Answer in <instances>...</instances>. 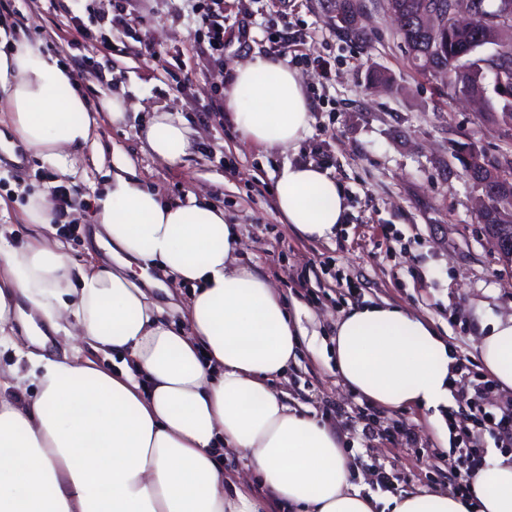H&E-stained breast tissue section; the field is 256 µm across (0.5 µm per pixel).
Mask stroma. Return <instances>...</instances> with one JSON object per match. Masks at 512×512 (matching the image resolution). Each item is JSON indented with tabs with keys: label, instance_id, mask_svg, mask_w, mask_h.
Listing matches in <instances>:
<instances>
[{
	"label": "stroma",
	"instance_id": "1",
	"mask_svg": "<svg viewBox=\"0 0 512 512\" xmlns=\"http://www.w3.org/2000/svg\"><path fill=\"white\" fill-rule=\"evenodd\" d=\"M365 2L360 25L368 38L361 42L336 28L334 0H224V53L209 62L200 54L207 32L181 0H139L150 38L177 60L165 68L126 37L114 0H0V26L12 36L69 67L81 88L91 71L102 70L99 95L120 93L130 104L125 126L101 118L96 145L83 150L76 174L62 175L29 154L19 169L0 162V234L13 246L26 243L29 196L63 184L72 220L56 225L57 239L74 263H105L92 245L90 213L118 161L131 162L144 186L169 199L185 200L191 191L212 201L238 226L241 260L298 311L300 354L275 389L336 430L363 494L446 492L457 472L459 427L474 429L472 445L483 460L501 452L494 431L475 424L458 401L485 380L477 351L483 329L512 316V262L488 241L477 212L482 191L464 176L454 145L472 141L488 157L512 155V128L487 120L488 110L503 105L496 94L486 107L471 106L446 78L420 73L395 18ZM103 17L111 31L101 29ZM283 36L296 44L282 60L303 82L313 121L298 149L269 150L206 111L223 109L236 65L273 57ZM323 58L332 64L326 75L316 65ZM376 69L390 83L369 82ZM157 109L178 113L192 131L181 164L161 163L148 149L143 123ZM290 161L326 168L342 186L349 211L332 242L301 239L280 219L276 176ZM384 303L424 318L468 365L448 401V441H440L428 411L367 404L326 359L345 311ZM380 468L390 476L384 489L376 483Z\"/></svg>",
	"mask_w": 512,
	"mask_h": 512
}]
</instances>
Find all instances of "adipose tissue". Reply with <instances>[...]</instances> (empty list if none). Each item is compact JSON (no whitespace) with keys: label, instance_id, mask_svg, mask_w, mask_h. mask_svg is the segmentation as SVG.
<instances>
[{"label":"adipose tissue","instance_id":"obj_1","mask_svg":"<svg viewBox=\"0 0 512 512\" xmlns=\"http://www.w3.org/2000/svg\"><path fill=\"white\" fill-rule=\"evenodd\" d=\"M57 59L26 41L0 49V111L27 150L62 174L75 171L98 112ZM229 119L250 142L297 148L310 130L300 77L282 62L237 66L224 91ZM152 153L175 165L191 131L173 113L145 125ZM276 208L302 238L332 242L348 211L326 168L282 167ZM37 236L17 248L0 235V335L21 321L32 343L55 335L118 359L27 353V376L0 374V512H512V455L483 465L465 496L409 492L379 500L352 481L340 440L290 406L272 382L296 358L302 329L270 281L240 263V238L206 198L166 200L129 168L94 198L92 218L115 267L75 266L44 235L48 194L24 208ZM161 269L191 294L183 323L161 319L131 269ZM349 389L389 410L439 409L456 378L448 345L412 311L388 304L350 309L331 339ZM484 370L512 391V317L479 341ZM35 394L21 395L24 382ZM243 457L265 496L226 491L224 454Z\"/></svg>","mask_w":512,"mask_h":512}]
</instances>
